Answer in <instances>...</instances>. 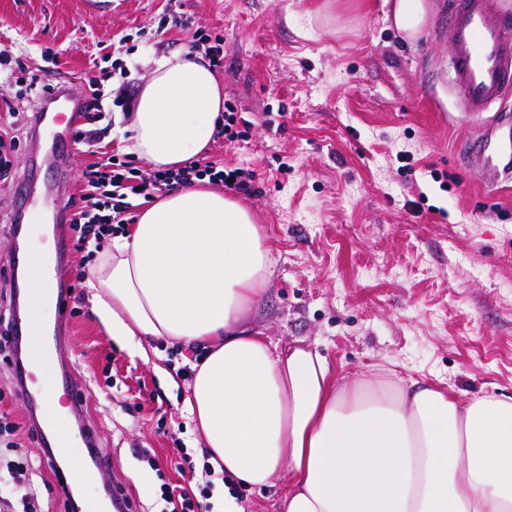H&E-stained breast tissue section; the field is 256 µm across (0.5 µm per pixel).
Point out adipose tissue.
<instances>
[{"label": "adipose tissue", "mask_w": 512, "mask_h": 512, "mask_svg": "<svg viewBox=\"0 0 512 512\" xmlns=\"http://www.w3.org/2000/svg\"><path fill=\"white\" fill-rule=\"evenodd\" d=\"M224 92L205 64L158 60L127 149L155 168L208 148ZM271 248L243 206L206 185L154 200L91 272L106 333L201 349L189 412L214 468L254 488L289 474L284 512H512V395L460 400L390 372L340 381L297 344L280 353L244 313Z\"/></svg>", "instance_id": "adipose-tissue-1"}]
</instances>
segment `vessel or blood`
<instances>
[{"instance_id":"obj_1","label":"vessel or blood","mask_w":512,"mask_h":512,"mask_svg":"<svg viewBox=\"0 0 512 512\" xmlns=\"http://www.w3.org/2000/svg\"><path fill=\"white\" fill-rule=\"evenodd\" d=\"M494 0H449L448 26L452 38L453 81L460 106L476 123L482 133L465 148L466 166L490 175L487 190H497L501 183L512 180V150L496 141L499 126L512 124V114H498L495 124L484 122L486 110L494 103L512 94V21L494 23L489 19ZM80 99L69 86L47 93L35 124L36 142L45 144L41 164L53 168L58 178L44 186L34 185L21 178L15 192L18 204L16 222L37 216L43 202L59 200L64 196L65 175L69 163L68 148L74 142L75 116ZM14 333L17 344L27 361L19 370V394L28 403L35 404L48 398L51 381H35L31 365L43 358L44 323L35 316L15 318ZM58 455L69 459L72 469L83 470L84 457L78 456L66 429H59L56 440Z\"/></svg>"}]
</instances>
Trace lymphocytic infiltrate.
Returning a JSON list of instances; mask_svg holds the SVG:
<instances>
[{"label":"lymphocytic infiltrate","mask_w":512,"mask_h":512,"mask_svg":"<svg viewBox=\"0 0 512 512\" xmlns=\"http://www.w3.org/2000/svg\"><path fill=\"white\" fill-rule=\"evenodd\" d=\"M231 190L251 192L254 175L244 168H228L217 161H197L170 169L141 170L132 161L110 156L89 163L77 192L66 202V220L84 248L98 250L113 225L134 223L132 200L185 187L201 180Z\"/></svg>","instance_id":"f902f5d3"}]
</instances>
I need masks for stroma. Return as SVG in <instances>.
I'll return each instance as SVG.
<instances>
[{"label": "stroma", "mask_w": 512, "mask_h": 512, "mask_svg": "<svg viewBox=\"0 0 512 512\" xmlns=\"http://www.w3.org/2000/svg\"><path fill=\"white\" fill-rule=\"evenodd\" d=\"M0 0V50L78 83L121 60L138 98L156 61L190 47L193 31L224 36L216 69L250 137L211 141L205 159L255 173L254 193L226 190L272 245L267 282L246 320L284 351L316 349L341 380L389 369L452 394H512V183L488 194L456 150L479 126L448 82V0H429L421 34L404 40L388 0ZM187 27H160L170 13ZM14 186L0 184V277L11 276ZM37 226L63 234L73 298L55 309L47 375L58 404L11 409L35 465L41 512L65 498L103 501L113 484L134 512H165L161 484L196 488L209 460L188 412L191 379L179 348L141 357L108 336L78 287L94 263L68 225L44 209ZM78 366L60 376L62 357ZM83 391L72 407L67 383ZM86 421L112 466L58 493L66 459L29 438L30 423ZM150 449L154 462L137 456ZM189 463H182L181 453ZM288 474L242 488L245 512H282Z\"/></svg>", "instance_id": "obj_1"}]
</instances>
